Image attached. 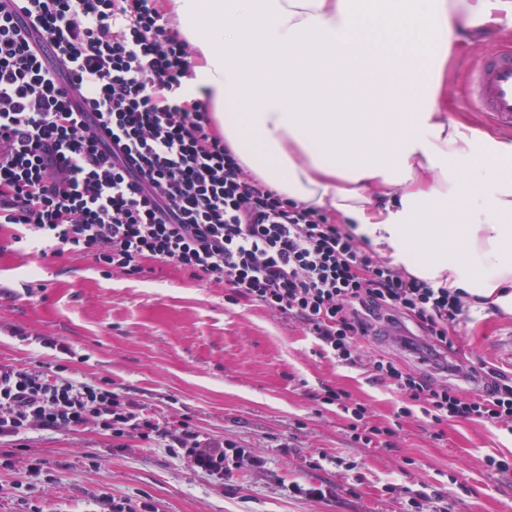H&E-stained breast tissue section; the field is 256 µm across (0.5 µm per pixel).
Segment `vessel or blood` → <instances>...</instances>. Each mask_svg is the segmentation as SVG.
<instances>
[{"mask_svg":"<svg viewBox=\"0 0 512 512\" xmlns=\"http://www.w3.org/2000/svg\"><path fill=\"white\" fill-rule=\"evenodd\" d=\"M462 93L499 133L512 135V38L488 47L472 67Z\"/></svg>","mask_w":512,"mask_h":512,"instance_id":"obj_1","label":"vessel or blood"}]
</instances>
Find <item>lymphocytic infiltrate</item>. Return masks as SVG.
<instances>
[{
	"instance_id": "lymphocytic-infiltrate-1",
	"label": "lymphocytic infiltrate",
	"mask_w": 512,
	"mask_h": 512,
	"mask_svg": "<svg viewBox=\"0 0 512 512\" xmlns=\"http://www.w3.org/2000/svg\"><path fill=\"white\" fill-rule=\"evenodd\" d=\"M158 0H0V227L40 258L92 256L104 274L175 265L302 325L318 357L367 373L402 399L397 418L476 422L512 435V372L452 359L475 300L368 255L322 212L297 205L240 164L207 109L188 98L193 50L168 32ZM412 323L401 346L424 369L371 348ZM476 378L466 392L454 378ZM321 401L355 443L395 448L390 426L342 389ZM94 430L114 447L161 448L223 481L266 468L250 448L146 409L109 380L0 364V444L36 432ZM457 477L420 483L399 512H449Z\"/></svg>"
}]
</instances>
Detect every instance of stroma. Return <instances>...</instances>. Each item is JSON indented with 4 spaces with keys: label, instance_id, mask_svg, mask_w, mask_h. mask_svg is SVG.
Returning a JSON list of instances; mask_svg holds the SVG:
<instances>
[{
    "label": "stroma",
    "instance_id": "35a3bbf8",
    "mask_svg": "<svg viewBox=\"0 0 512 512\" xmlns=\"http://www.w3.org/2000/svg\"><path fill=\"white\" fill-rule=\"evenodd\" d=\"M512 34V20L478 21L452 46L443 98L448 115L476 128L481 117L461 95L465 65L484 47ZM25 338L11 336V328ZM73 351L63 359L38 339ZM301 325L249 302L233 305L223 285L157 263L138 279L103 275L92 257L66 253L41 259L0 234V363L54 371L81 381L110 380L130 398L201 432L255 448L266 470H235L223 484L200 477L160 448L113 447L95 432L33 433L14 449V467L0 471V512H94L101 492L142 495L158 512H396L383 487L416 488L437 474L468 486L452 512H512V475L486 471V454L512 451V437L474 423L433 427L397 420L398 398L358 370L313 352ZM455 356L512 370V313L471 308L456 331ZM340 388L366 403L374 422L393 426L397 446L352 441L349 422L319 399ZM339 464L308 468L309 454ZM45 465L30 475L27 465ZM291 481L333 487L325 499L292 498Z\"/></svg>",
    "mask_w": 512,
    "mask_h": 512
}]
</instances>
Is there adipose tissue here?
Listing matches in <instances>:
<instances>
[{"label":"adipose tissue","instance_id":"adipose-tissue-1","mask_svg":"<svg viewBox=\"0 0 512 512\" xmlns=\"http://www.w3.org/2000/svg\"><path fill=\"white\" fill-rule=\"evenodd\" d=\"M191 98L288 200L413 276L512 312V141L450 118L448 53L512 0H164Z\"/></svg>","mask_w":512,"mask_h":512}]
</instances>
